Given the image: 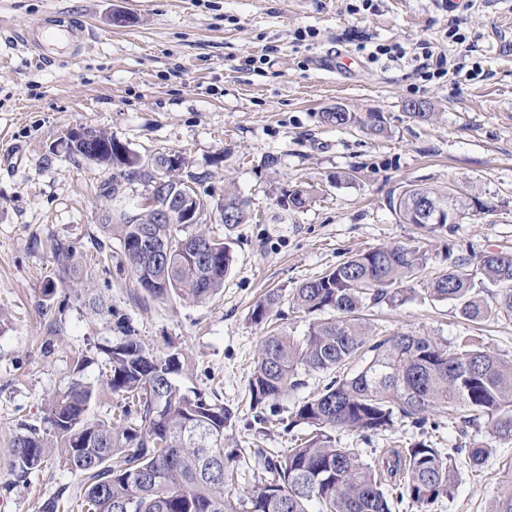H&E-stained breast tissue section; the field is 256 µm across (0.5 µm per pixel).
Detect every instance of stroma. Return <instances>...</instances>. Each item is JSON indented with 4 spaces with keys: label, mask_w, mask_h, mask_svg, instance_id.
<instances>
[{
    "label": "stroma",
    "mask_w": 512,
    "mask_h": 512,
    "mask_svg": "<svg viewBox=\"0 0 512 512\" xmlns=\"http://www.w3.org/2000/svg\"><path fill=\"white\" fill-rule=\"evenodd\" d=\"M0 0V512H38L68 494L77 479L61 457L16 480L9 444L20 422L41 423L49 399L74 380L97 384L102 344L117 333L109 314L89 308L100 297L126 314L139 339L161 354L183 353V388L216 393L232 413L227 450H286L281 422L323 388L324 374L278 402V421L259 424L248 382L264 334L254 304L293 288L372 248L428 249L431 269L447 250L512 253V0ZM55 12L85 20L44 64L26 32ZM446 55L447 74L426 64L422 45ZM399 55L370 58L376 46ZM344 52L351 71L322 68ZM428 106L427 120L411 106ZM381 113L380 135L336 128L323 112ZM85 128L111 134L147 157L179 151L205 177L214 198L232 188L249 219L225 229L210 211L200 232L226 239L235 262L223 290L199 302L141 301L117 240L112 260L89 289L69 288L43 239L93 249L112 205L98 195L112 169L69 157L61 142ZM274 156L275 166L264 164ZM312 189L307 207L284 212L282 188ZM444 193L458 185L489 212L468 214L430 232L399 222L388 201L408 185ZM53 295H45L48 283ZM380 334L427 336L448 350L476 336L483 350L512 360V319L473 323L455 302L422 288L404 303L369 307ZM86 357L76 370L78 357ZM345 448L379 456L409 440L441 448H488L477 470L460 465L455 488L429 512H491L512 484V443L485 418L419 430L395 419L386 432H337Z\"/></svg>",
    "instance_id": "35a3bbf8"
}]
</instances>
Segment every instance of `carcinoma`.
I'll list each match as a JSON object with an SVG mask.
<instances>
[{
    "label": "carcinoma",
    "instance_id": "obj_1",
    "mask_svg": "<svg viewBox=\"0 0 512 512\" xmlns=\"http://www.w3.org/2000/svg\"><path fill=\"white\" fill-rule=\"evenodd\" d=\"M325 123L358 125L372 135L385 131L376 112H324ZM91 142L69 146L70 155L116 170L99 186L109 201L124 197L126 185L152 187L164 153L142 158L120 152L114 139L92 131ZM311 189L295 185L281 193L285 210L304 208ZM224 207L247 216L246 202L234 191L224 192ZM400 222L422 226L406 196L389 199ZM459 214L481 212L484 204L471 193L459 197ZM174 218L160 223L149 210L105 215L102 231L119 241L139 287L152 300L201 301L224 288L235 258L223 240ZM165 251L162 264L146 255L141 234ZM44 245L55 258L64 282L88 285L106 268L105 243H96V261L76 260L74 243L48 237ZM448 265L423 281L429 296L452 300L462 316L474 323L490 318L512 319V254L488 251L478 260L448 250ZM428 250L417 245H386L356 253L322 275L301 283L288 302L306 315L331 311L315 319L300 339L270 334L262 340L249 380L255 421L268 422L280 398L303 384L302 376L330 373L317 396L304 401L291 425L304 424L311 433L284 452L253 451V490L235 496L240 456L226 452L224 427L232 413L205 394L184 391L177 377L183 354H158L145 346L130 320L111 312L118 332L101 347L106 356L103 379L95 386L76 379L50 399L43 423H19L11 443L12 471L26 480L55 454H60L80 481L75 494L49 499L39 512H391L394 501L424 509L449 496L455 483L457 458L472 469L485 464L487 450L437 448L417 440L367 461L357 448H343L336 431L362 434L388 430L399 415L422 429L435 414L467 407L487 418L497 436L512 442V362L491 355L470 339L449 351L431 338L413 333L379 336L372 333L363 311L368 303H403L404 285L426 275ZM282 301L277 292L253 306L255 324L268 320ZM361 358L352 374L340 370ZM121 398L116 418L99 417L94 408L99 390ZM492 512H512V487L500 490Z\"/></svg>",
    "mask_w": 512,
    "mask_h": 512
}]
</instances>
